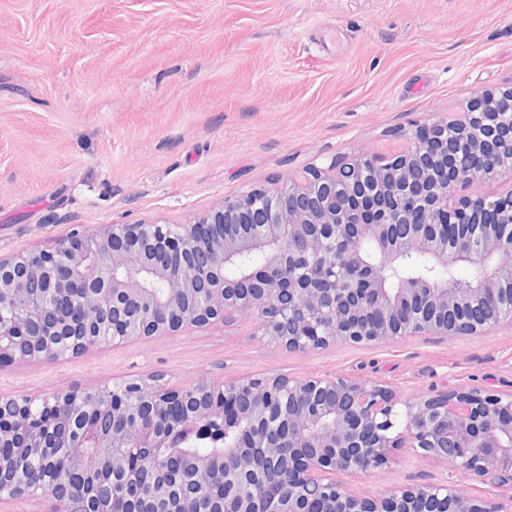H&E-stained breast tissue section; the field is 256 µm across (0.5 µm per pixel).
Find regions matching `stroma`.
<instances>
[{
    "instance_id": "35a3bbf8",
    "label": "stroma",
    "mask_w": 512,
    "mask_h": 512,
    "mask_svg": "<svg viewBox=\"0 0 512 512\" xmlns=\"http://www.w3.org/2000/svg\"><path fill=\"white\" fill-rule=\"evenodd\" d=\"M511 83L512 0H0V256L77 226L187 222L252 183L391 152L399 130ZM277 373L509 392L512 326L299 354L227 321L1 362L0 396ZM447 475L402 453L346 483L378 497Z\"/></svg>"
}]
</instances>
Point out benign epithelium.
<instances>
[{"mask_svg":"<svg viewBox=\"0 0 512 512\" xmlns=\"http://www.w3.org/2000/svg\"><path fill=\"white\" fill-rule=\"evenodd\" d=\"M400 151L370 150L326 167L310 166L226 196L189 224L114 223L72 229L49 248L0 257V358L55 362L133 337L168 336L235 317L269 341L305 353L337 342L389 343L404 336H470L512 325L500 285L512 282V189L469 196L476 182L512 178V84L475 90L460 118L441 114L402 131ZM373 173L377 191L362 174ZM341 183L361 195L351 212L332 196ZM441 224L477 227V239L448 244ZM182 252L187 266L172 279L164 262ZM259 256L288 269L261 282L230 264ZM459 262L475 267L464 286ZM80 316L70 350L27 349L33 336H53ZM119 398H112L116 391ZM147 403L151 420L104 430L73 415L106 405L127 413ZM56 411L71 435L54 444L75 448L73 468L112 467L139 483L140 469L160 468L165 440L222 419L236 435L222 456L185 466L214 492L224 512H512V393L468 387L399 399L387 387L341 374L263 375L235 381L202 376L168 388L151 377L110 388H74L40 399L0 396V470L25 466L45 448L39 414ZM431 457L472 477L494 476L502 494L489 500L458 481L396 487L382 497L348 490L334 474L368 475L396 451ZM38 499L45 512H72L55 484L31 490L0 487L3 501Z\"/></svg>","mask_w":512,"mask_h":512,"instance_id":"1","label":"benign epithelium"}]
</instances>
